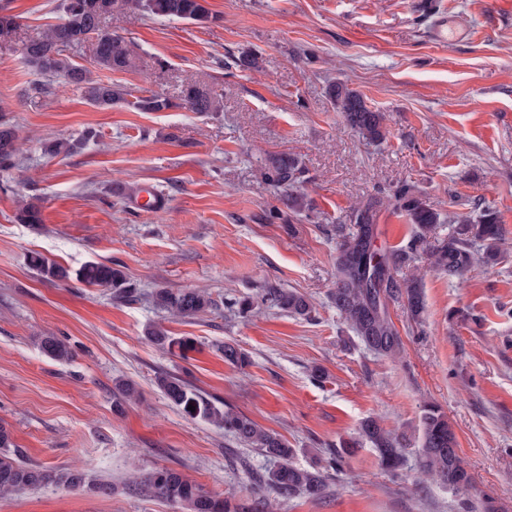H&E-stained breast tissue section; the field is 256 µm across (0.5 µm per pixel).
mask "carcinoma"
Here are the masks:
<instances>
[{"label":"carcinoma","mask_w":512,"mask_h":512,"mask_svg":"<svg viewBox=\"0 0 512 512\" xmlns=\"http://www.w3.org/2000/svg\"><path fill=\"white\" fill-rule=\"evenodd\" d=\"M135 11L197 24L211 20L206 0H62V14L58 21L50 25L44 34L24 44L22 59L36 72L54 78L62 85L83 87L92 105L110 109L126 102L130 92L121 85L94 79L89 68L74 63L67 52L93 35V63L112 72L127 70L136 55L134 44L116 30H105L104 23ZM18 26V16L0 12V42L7 41ZM328 95L343 122L358 134L362 142L378 144L387 138L384 114L369 106L362 94L344 83L334 82L329 86ZM132 105L141 112H160L175 106L196 113L219 111L218 102L210 92L193 86L182 91L178 103L160 92L147 91L135 97ZM91 137L93 133L89 131L75 140L56 139L48 142L45 150L51 155L71 154ZM19 153V136L14 125L0 119V167L14 164ZM264 178L280 193V200L290 213L301 216L310 210L301 190L305 182V168L299 157L288 153L268 156ZM387 202L414 225V232L400 249L379 252L373 245L376 216ZM17 219L22 224H39L42 222L41 211L31 202L20 209ZM350 223L354 224L352 231L343 224L332 226L340 242L336 252V280L329 298L341 319L367 350L377 356L394 358L401 353L403 343L390 318L389 304H402L409 319L416 324L422 321L425 310L422 276L412 273L401 278L398 270L416 261L419 247L441 223V217L415 186L402 183L385 199L374 196L354 205ZM503 244L502 225L495 212L487 207L476 220L466 216L455 222L448 242L431 251V268L450 281H462L478 263L487 267L497 265L505 256ZM32 268L47 280L70 278L68 270L41 257L32 259ZM76 280L88 287L111 289L112 298L116 301L137 297L136 287L118 264L108 266L89 262L76 272ZM148 299L156 310L183 319H193L216 306L208 293L193 288H156ZM261 305L303 319L310 318L313 312L312 303L306 296L273 284L262 286L254 297L224 299V308L238 315L251 313ZM147 337L182 358L195 349L193 339L173 338L161 327L150 329ZM41 348L56 361L66 362L73 357L71 349L53 336L42 338ZM217 351L224 361L235 366L241 367L248 361L247 354L230 343L217 346ZM156 386L185 417L222 428L244 447L256 448L264 456L277 461L278 466L269 474V481L276 495L285 500L298 495L313 499L323 497L330 472H339L343 454L359 445L355 440L341 444L323 466L298 467L293 463L297 449L290 447L280 434L261 427L242 412L220 408L186 379L161 372L156 377ZM112 395L113 403L120 407L137 399L139 391L135 384L121 382L116 384ZM191 405L195 410H189ZM359 438L371 445L381 469L390 477L403 475L407 465L403 436L384 428L378 419L368 417L359 426ZM417 453L420 468L432 479L457 493L471 487L472 478L458 454L448 417L434 402L422 407ZM136 483L151 496L177 503L187 512H271V503L258 494L248 501L235 503L205 490L172 468H154L138 475ZM47 485L75 492L89 486V481L82 470L55 468L23 459L15 448L10 430L0 425V496Z\"/></svg>","instance_id":"obj_1"}]
</instances>
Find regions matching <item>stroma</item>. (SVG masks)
Returning <instances> with one entry per match:
<instances>
[{
	"mask_svg": "<svg viewBox=\"0 0 512 512\" xmlns=\"http://www.w3.org/2000/svg\"><path fill=\"white\" fill-rule=\"evenodd\" d=\"M0 6L20 22L0 44V115L17 127L23 149L13 167L0 169V425L26 459L82 468L115 488L109 497L24 490L0 497V512H184L132 486L134 473L156 467L237 501L260 494L273 512H482L487 498L495 512H512V0H454L476 35L447 44L429 39V18L407 0H207L212 19L203 25L121 16L114 27L136 44V65L97 78L174 102L194 85L220 98V111L207 114L175 106L141 112L129 103L104 110L73 84L33 94L42 76L20 48L56 23L61 0ZM252 51L256 69L225 68L226 56ZM334 81L385 112L384 142L363 144L344 125L328 96ZM88 131L92 139L76 153L44 151L49 141ZM278 151L305 165L309 217L262 219L279 200L261 161ZM406 181L447 221L416 261L423 322L390 304L404 351L386 359L360 345L328 300L336 277L330 227ZM119 182L156 188L168 208L133 209L128 195L115 193ZM33 198L42 223H19ZM480 205L498 215L506 261L463 283L431 272V248L447 240L450 218ZM411 235L405 217L379 211L376 248L401 247ZM35 254L73 271L119 264L140 296L118 302L73 278L41 279L29 266ZM267 282L309 298L312 318L224 310L225 298ZM158 287L201 288L217 306L169 319L147 298ZM156 325L194 338L195 350L180 358L151 343L146 333ZM46 336L68 344L73 358L46 356ZM224 342L243 349L249 365L225 362L215 350ZM317 367L324 381L313 378ZM161 371L285 437L304 468L356 439L368 417L403 432L417 450L421 407L435 402L473 487L454 493L414 467L392 479L364 444L322 498L278 499L265 482L274 462L186 418L157 388ZM121 380L136 383L141 397L118 410L112 392Z\"/></svg>",
	"mask_w": 512,
	"mask_h": 512,
	"instance_id": "1",
	"label": "stroma"
}]
</instances>
